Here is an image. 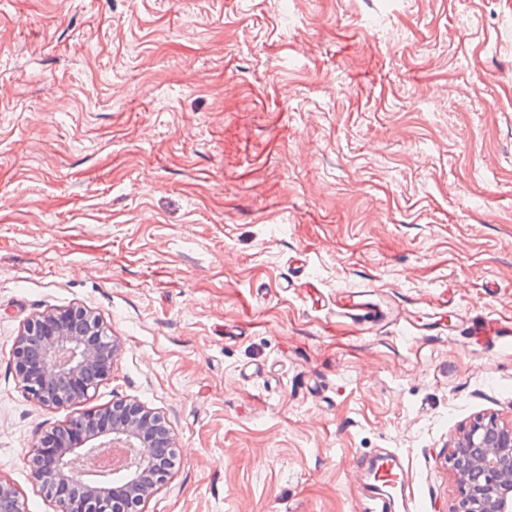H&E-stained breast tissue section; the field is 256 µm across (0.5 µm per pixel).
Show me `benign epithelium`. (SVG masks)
I'll return each mask as SVG.
<instances>
[{
	"mask_svg": "<svg viewBox=\"0 0 512 512\" xmlns=\"http://www.w3.org/2000/svg\"><path fill=\"white\" fill-rule=\"evenodd\" d=\"M119 348L100 315L84 307L29 319L12 364L23 390L44 406L83 402L111 372ZM32 448L27 465L57 512H141L176 466L175 438L165 418L135 400L78 414ZM458 497L452 512H512V424L478 418L448 454ZM0 512H26L0 479Z\"/></svg>",
	"mask_w": 512,
	"mask_h": 512,
	"instance_id": "obj_1",
	"label": "benign epithelium"
}]
</instances>
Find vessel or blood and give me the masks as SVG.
<instances>
[{
  "label": "vessel or blood",
  "mask_w": 512,
  "mask_h": 512,
  "mask_svg": "<svg viewBox=\"0 0 512 512\" xmlns=\"http://www.w3.org/2000/svg\"><path fill=\"white\" fill-rule=\"evenodd\" d=\"M374 483L363 502V512H421L412 477L398 452H385L374 467Z\"/></svg>",
  "instance_id": "1"
}]
</instances>
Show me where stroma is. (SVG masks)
Instances as JSON below:
<instances>
[{"label":"stroma","mask_w":512,"mask_h":512,"mask_svg":"<svg viewBox=\"0 0 512 512\" xmlns=\"http://www.w3.org/2000/svg\"><path fill=\"white\" fill-rule=\"evenodd\" d=\"M373 292L385 314L342 308ZM101 315L82 403L18 384L24 323ZM512 0H0V479L131 399L179 459L143 512H362L399 449L425 512L512 423Z\"/></svg>","instance_id":"1"}]
</instances>
